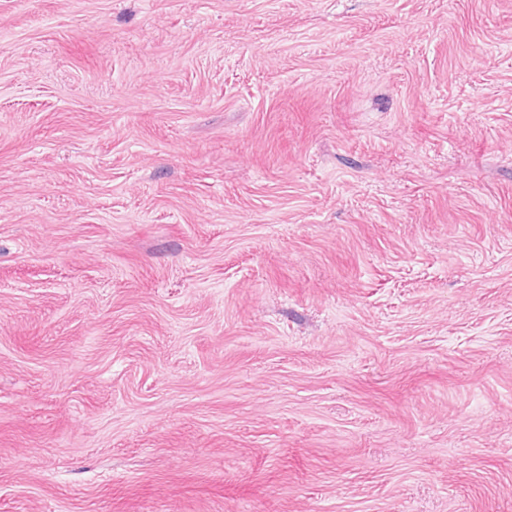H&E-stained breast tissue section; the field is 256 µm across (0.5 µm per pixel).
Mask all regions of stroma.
Segmentation results:
<instances>
[{
  "instance_id": "obj_1",
  "label": "stroma",
  "mask_w": 512,
  "mask_h": 512,
  "mask_svg": "<svg viewBox=\"0 0 512 512\" xmlns=\"http://www.w3.org/2000/svg\"><path fill=\"white\" fill-rule=\"evenodd\" d=\"M0 512H512V0H0Z\"/></svg>"
}]
</instances>
